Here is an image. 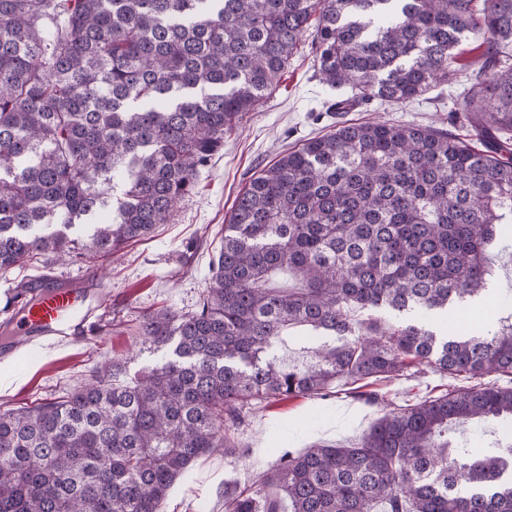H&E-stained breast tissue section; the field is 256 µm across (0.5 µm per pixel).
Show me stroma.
Segmentation results:
<instances>
[{
	"label": "stroma",
	"instance_id": "1",
	"mask_svg": "<svg viewBox=\"0 0 512 512\" xmlns=\"http://www.w3.org/2000/svg\"><path fill=\"white\" fill-rule=\"evenodd\" d=\"M451 96V90L439 86L405 106L375 101L336 117L328 110L336 94L319 81L314 56L309 46H302L276 91L225 133L223 148L200 170L194 195L179 204L172 223L123 245L98 269L79 256L48 269L35 264L0 271V323L18 310L21 284L47 276L79 289L92 271H100L104 278L101 310L73 331L70 340L28 349L20 358L0 356V412L62 396L108 361H121L127 376L137 375L148 362L140 352L142 317L161 308L177 312L196 308L237 193L282 152L329 132L340 119L361 123L381 118L444 128ZM489 257L488 289L471 304L478 322L464 324L466 333L497 328L504 315L499 303L512 292V238L495 242ZM408 372L405 379L373 382L382 396L378 403L368 402L353 384L339 379L328 397L288 398L255 407L238 430L240 450L228 456L219 448L202 455L190 479L177 481L170 490L162 512H224L225 492L251 486L281 450L298 451L316 443L351 445L390 405L414 404L466 385L465 379L421 372L414 366Z\"/></svg>",
	"mask_w": 512,
	"mask_h": 512
}]
</instances>
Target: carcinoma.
Listing matches in <instances>:
<instances>
[{
    "mask_svg": "<svg viewBox=\"0 0 512 512\" xmlns=\"http://www.w3.org/2000/svg\"><path fill=\"white\" fill-rule=\"evenodd\" d=\"M310 30L328 111L463 81L451 112L471 140L340 122L283 152L237 196L198 308L143 318L142 351L171 347L164 363L123 379L117 360L0 413V512H160L201 455L237 451L254 401L413 365L512 376V317L442 340L376 317L451 322L448 306L485 290L489 246L512 236V0H0V271L107 258L171 223ZM464 37L468 62L453 53ZM279 269L301 288L267 287ZM292 326L323 338L300 369L268 356ZM499 417L511 385L389 410L351 448L284 451L224 512H512V445L506 458L448 446L450 428Z\"/></svg>",
    "mask_w": 512,
    "mask_h": 512,
    "instance_id": "obj_1",
    "label": "carcinoma"
}]
</instances>
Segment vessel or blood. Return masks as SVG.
<instances>
[{
  "label": "vessel or blood",
  "mask_w": 512,
  "mask_h": 512,
  "mask_svg": "<svg viewBox=\"0 0 512 512\" xmlns=\"http://www.w3.org/2000/svg\"><path fill=\"white\" fill-rule=\"evenodd\" d=\"M101 286L102 281L98 278L94 279L89 290L82 292L38 283L33 304L22 306L17 312V332L34 346L46 339L65 340L76 318L86 317L100 309Z\"/></svg>",
  "instance_id": "vessel-or-blood-1"
}]
</instances>
